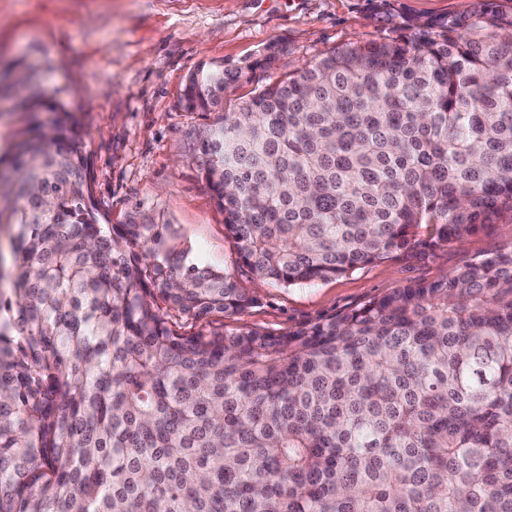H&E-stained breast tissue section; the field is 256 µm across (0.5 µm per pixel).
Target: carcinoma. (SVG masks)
Returning a JSON list of instances; mask_svg holds the SVG:
<instances>
[{"label":"carcinoma","mask_w":512,"mask_h":512,"mask_svg":"<svg viewBox=\"0 0 512 512\" xmlns=\"http://www.w3.org/2000/svg\"><path fill=\"white\" fill-rule=\"evenodd\" d=\"M412 28L200 139L256 276L326 280L512 212V19L478 0ZM242 80L203 64L184 109ZM58 94L22 63L0 80L57 114L0 154V512H512V246L293 332L184 331L255 299L170 247L174 225L107 223Z\"/></svg>","instance_id":"obj_1"}]
</instances>
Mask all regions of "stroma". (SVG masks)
Wrapping results in <instances>:
<instances>
[{
  "label": "stroma",
  "instance_id": "35a3bbf8",
  "mask_svg": "<svg viewBox=\"0 0 512 512\" xmlns=\"http://www.w3.org/2000/svg\"><path fill=\"white\" fill-rule=\"evenodd\" d=\"M477 0H0V61L21 59L47 87L66 89L91 163L92 197L110 223L148 216L179 229L180 248L225 270L253 307L213 326L297 330L395 289L437 280L512 246V213L463 242L422 239L353 273L281 287L238 263L224 213L199 175L202 131L215 113L181 105L208 62L252 67L225 108L252 89L342 45L381 41L406 21L473 10ZM276 45L273 67L258 66Z\"/></svg>",
  "mask_w": 512,
  "mask_h": 512
}]
</instances>
